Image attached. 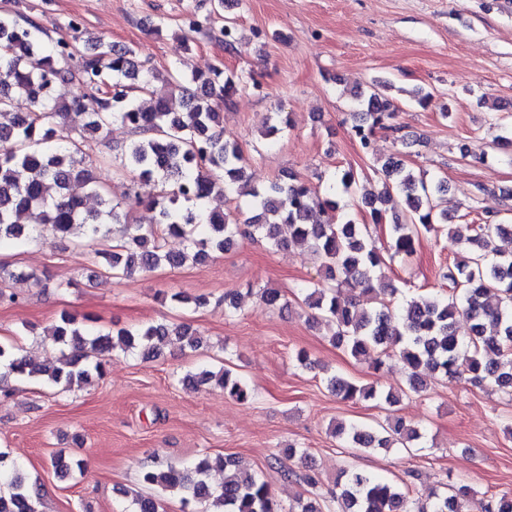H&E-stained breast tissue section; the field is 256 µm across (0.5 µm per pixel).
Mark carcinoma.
I'll return each instance as SVG.
<instances>
[{
  "label": "carcinoma",
  "instance_id": "carcinoma-1",
  "mask_svg": "<svg viewBox=\"0 0 512 512\" xmlns=\"http://www.w3.org/2000/svg\"><path fill=\"white\" fill-rule=\"evenodd\" d=\"M225 2L215 0L211 14L192 17L189 26L208 27L212 16L221 15ZM67 29V37L47 43L35 21L19 22L0 14V116L9 117V122H0V247L33 242L31 224H44L76 244L101 242L92 260L118 277L205 264L214 253L233 245L244 223L275 249L293 244L317 256L320 275L335 286L329 293L319 287L302 288V302L332 327L336 347L367 363L374 373H380L385 357L396 353L408 369L410 392L423 391V374L430 372L474 385L488 382L512 395V251L495 245L497 238H512V224H474L469 235L447 227L448 213L437 211L435 204L436 196L448 191L447 183L415 173L397 154L377 160L382 188L362 193L365 218L346 215L338 222L337 193L358 187L353 168L330 176L321 189L291 173L266 186L253 184L246 175L241 147L224 139L223 131V109L233 105L244 88L243 78L220 68L186 75L177 61L162 76L136 60L129 47L81 48L85 31L75 20ZM238 32L237 19L225 18V48L234 45ZM60 59L74 64L60 67ZM158 79L171 86V94L156 97L146 108L138 94L153 93ZM64 83L77 84L80 93L69 100L60 98L57 88ZM391 89V81L377 78L351 94V132L366 152L379 131L405 142L404 126L398 123L401 107L388 95ZM176 90L181 93L179 110L173 108ZM20 99L28 103L25 112L15 111ZM73 114L83 116L84 122L77 135H65L61 127ZM115 123L128 127L134 139L112 147V160L122 172L159 182L160 198L145 201L133 194L122 205L96 178L95 161L87 149L90 141L105 140ZM217 194L247 198L248 211L240 210L235 217L210 211L208 200ZM395 195L404 201L406 214L388 218L386 205ZM89 196L98 199L99 209L81 207L82 198ZM133 207L153 212V223H130ZM113 224L124 228L118 240L110 239ZM445 227L461 246L453 266L443 274L447 292L413 297L397 306L391 299L381 300L368 308L341 297L344 288L369 286L372 274L386 262L413 255L421 234ZM377 229L389 238L383 248L373 236ZM168 236L182 239V250H166L163 241ZM258 296L267 308H288L287 295L276 288H264ZM460 318L470 322L465 337L456 334ZM48 335L65 350L58 365L39 368L18 346L0 343V370L16 380H38L70 390L101 378L105 357L117 349L150 361L172 338L191 350L203 344L185 322L103 331L69 313L61 315ZM180 382L193 390L213 383L240 403L253 399L248 384L225 366H202L186 372ZM327 387L349 402L392 405L399 400V394L375 383L358 385L338 375L327 380ZM332 433L364 449L395 444L407 448L422 438L419 428L400 419L377 428L340 424ZM215 468L227 472L220 486L210 481ZM140 482L179 493L183 509L191 512H207L196 510L198 504L210 506L212 512H322L321 501L327 497L336 502L338 512H464L468 498L478 494L463 485L432 503L414 502L391 481L347 470L327 495L299 498L285 511L268 483L232 456H206L178 466L145 465ZM41 491L38 480L28 479L23 468L0 451V512H38ZM130 512H164L162 499L136 492ZM484 512H512V491L490 498Z\"/></svg>",
  "mask_w": 512,
  "mask_h": 512
}]
</instances>
